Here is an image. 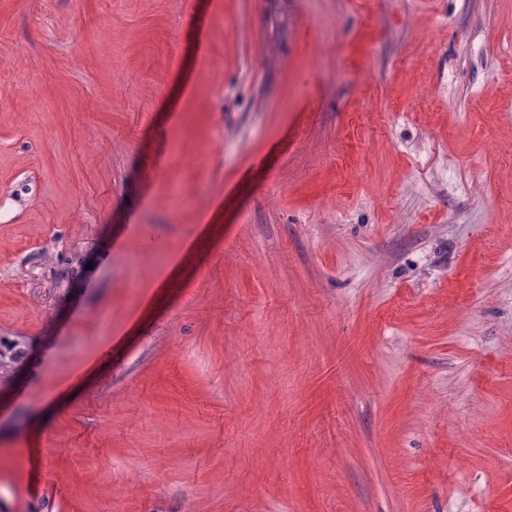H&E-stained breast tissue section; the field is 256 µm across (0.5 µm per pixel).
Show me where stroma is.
Here are the masks:
<instances>
[{
	"label": "stroma",
	"instance_id": "obj_1",
	"mask_svg": "<svg viewBox=\"0 0 512 512\" xmlns=\"http://www.w3.org/2000/svg\"><path fill=\"white\" fill-rule=\"evenodd\" d=\"M0 512H512V0H0Z\"/></svg>",
	"mask_w": 512,
	"mask_h": 512
}]
</instances>
